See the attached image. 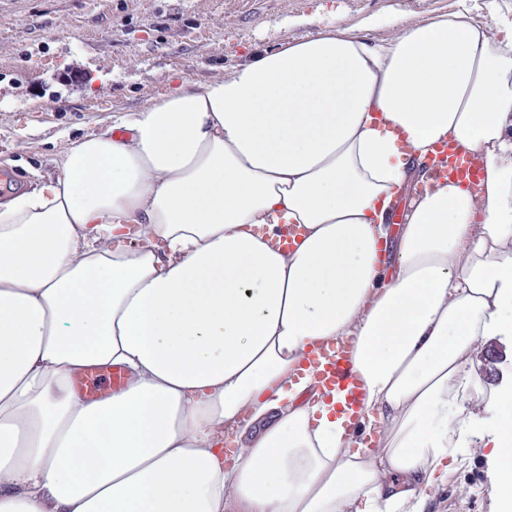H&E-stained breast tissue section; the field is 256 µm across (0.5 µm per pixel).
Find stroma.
Returning <instances> with one entry per match:
<instances>
[{
  "mask_svg": "<svg viewBox=\"0 0 512 512\" xmlns=\"http://www.w3.org/2000/svg\"><path fill=\"white\" fill-rule=\"evenodd\" d=\"M512 22V0H0V171L27 190L59 174L57 159L83 137L180 80L203 85L249 53L301 40L341 21L376 44L438 13ZM80 69L72 85L64 74ZM470 438L425 512H498L496 419Z\"/></svg>",
  "mask_w": 512,
  "mask_h": 512,
  "instance_id": "stroma-1",
  "label": "stroma"
}]
</instances>
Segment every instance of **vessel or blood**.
Returning a JSON list of instances; mask_svg holds the SVG:
<instances>
[{
	"label": "vessel or blood",
	"instance_id": "1",
	"mask_svg": "<svg viewBox=\"0 0 512 512\" xmlns=\"http://www.w3.org/2000/svg\"><path fill=\"white\" fill-rule=\"evenodd\" d=\"M435 155L437 161L431 166V176L460 182L472 193H481L483 160L478 154L461 152L452 142L446 141L436 146ZM306 363L315 368L320 388L339 395L336 414L343 417L346 430L358 432L363 391L349 347L332 350L314 347L309 351ZM124 381L125 375L121 368L93 367L76 375L73 385L85 399L96 401L118 391Z\"/></svg>",
	"mask_w": 512,
	"mask_h": 512
}]
</instances>
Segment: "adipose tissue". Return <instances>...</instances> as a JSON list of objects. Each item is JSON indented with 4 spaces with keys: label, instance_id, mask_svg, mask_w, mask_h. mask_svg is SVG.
I'll use <instances>...</instances> for the list:
<instances>
[{
    "label": "adipose tissue",
    "instance_id": "ef3b65f1",
    "mask_svg": "<svg viewBox=\"0 0 512 512\" xmlns=\"http://www.w3.org/2000/svg\"><path fill=\"white\" fill-rule=\"evenodd\" d=\"M448 138L481 196L426 177ZM59 167L0 201V512H423L512 336V28L335 24ZM319 343L350 346L375 447L314 391ZM109 365L124 387L83 400L74 374ZM493 410L512 512V389ZM504 346L497 344L495 348H489L485 356H481L483 361V373L487 381L497 385L498 382L506 383L512 381V361L509 356L503 353Z\"/></svg>",
    "mask_w": 512,
    "mask_h": 512
}]
</instances>
